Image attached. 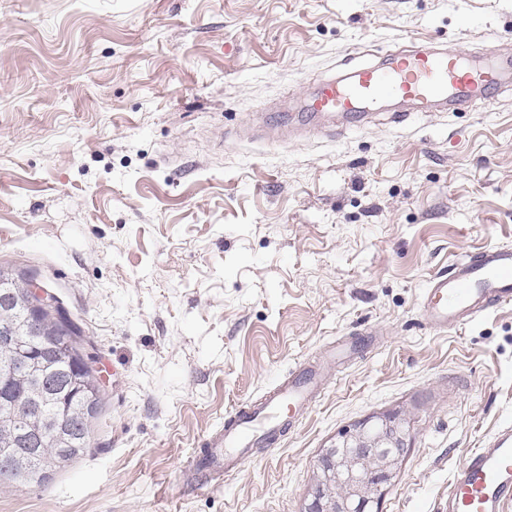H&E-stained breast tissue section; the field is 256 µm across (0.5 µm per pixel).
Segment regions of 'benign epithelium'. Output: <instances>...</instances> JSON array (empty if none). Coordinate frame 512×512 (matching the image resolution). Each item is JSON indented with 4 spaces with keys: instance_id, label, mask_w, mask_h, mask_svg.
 Masks as SVG:
<instances>
[{
    "instance_id": "benign-epithelium-1",
    "label": "benign epithelium",
    "mask_w": 512,
    "mask_h": 512,
    "mask_svg": "<svg viewBox=\"0 0 512 512\" xmlns=\"http://www.w3.org/2000/svg\"><path fill=\"white\" fill-rule=\"evenodd\" d=\"M27 288L29 314L56 308L47 289ZM408 432L406 418L382 414L342 434L316 461L304 512H380L384 492L401 467Z\"/></svg>"
}]
</instances>
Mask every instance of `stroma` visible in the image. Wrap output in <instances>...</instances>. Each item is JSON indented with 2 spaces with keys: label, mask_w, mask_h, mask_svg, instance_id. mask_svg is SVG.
I'll return each instance as SVG.
<instances>
[{
  "label": "stroma",
  "mask_w": 512,
  "mask_h": 512,
  "mask_svg": "<svg viewBox=\"0 0 512 512\" xmlns=\"http://www.w3.org/2000/svg\"><path fill=\"white\" fill-rule=\"evenodd\" d=\"M512 42V0H0V265L46 287L100 379L93 446L0 512H303L322 451L410 421L381 512H442L512 424V305L420 310L512 245V90L339 138L270 139L342 61ZM349 357L223 483L188 465L288 373ZM504 304H512L511 246L464 254L421 294L424 319L436 330L466 325Z\"/></svg>",
  "instance_id": "1"
}]
</instances>
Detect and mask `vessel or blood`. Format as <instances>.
I'll use <instances>...</instances> for the list:
<instances>
[{
    "mask_svg": "<svg viewBox=\"0 0 512 512\" xmlns=\"http://www.w3.org/2000/svg\"><path fill=\"white\" fill-rule=\"evenodd\" d=\"M510 82L512 50L506 48L480 57L425 44L390 50L378 63L320 81L302 108V127L347 131L387 107L396 122L456 112L499 95ZM504 304H512L511 246L464 254L421 294L423 316L437 330L466 325ZM318 389V381L302 373L282 380L258 406L238 411L210 434L193 466L214 479L234 472L260 441H273L291 424L290 408L311 402ZM448 512H512V425L469 450L449 485Z\"/></svg>",
    "mask_w": 512,
    "mask_h": 512,
    "instance_id": "1",
    "label": "vessel or blood"
}]
</instances>
